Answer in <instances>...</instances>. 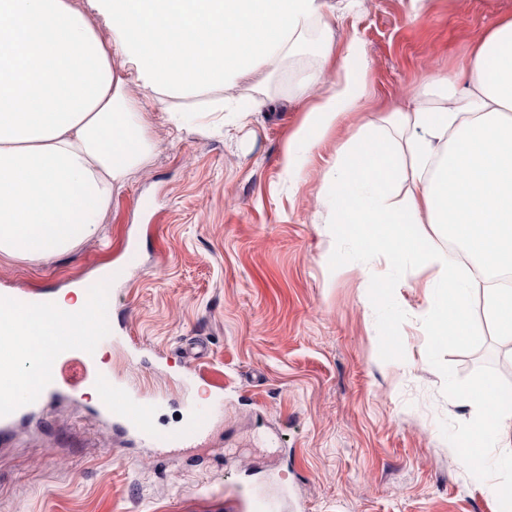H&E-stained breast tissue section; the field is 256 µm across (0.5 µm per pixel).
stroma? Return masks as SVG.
Here are the masks:
<instances>
[{"mask_svg": "<svg viewBox=\"0 0 512 512\" xmlns=\"http://www.w3.org/2000/svg\"><path fill=\"white\" fill-rule=\"evenodd\" d=\"M331 2V35L312 25L264 89L252 75L213 91L224 110L200 116L208 132L146 101L152 156L76 249L0 254L2 291L57 292L119 270L105 282L116 341L102 361L168 397L159 427L177 425L193 395L186 370L224 399L190 448L147 447L83 399L40 411L0 442V512H249L256 492L281 512H512L453 449L476 422L461 391L512 392V339L476 305L464 340L435 346L424 323L433 269L337 236L326 179L363 121L434 98L444 74L467 87L475 44L512 0H427L420 13L411 0ZM353 41L368 64L365 107L299 151L289 176L307 108L293 88L318 68L334 81ZM262 92L269 105L238 119Z\"/></svg>", "mask_w": 512, "mask_h": 512, "instance_id": "obj_1", "label": "stroma"}]
</instances>
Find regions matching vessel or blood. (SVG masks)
<instances>
[{"label": "vessel or blood", "instance_id": "b4317fda", "mask_svg": "<svg viewBox=\"0 0 512 512\" xmlns=\"http://www.w3.org/2000/svg\"><path fill=\"white\" fill-rule=\"evenodd\" d=\"M101 334L75 336L68 326H61L54 348L56 359L64 360L77 355L87 362H95L105 344ZM16 341L0 338V438H8L14 425L31 417L40 409L71 394V387L61 385L54 372L45 369L29 375L26 384L17 386L11 381L15 372ZM100 396L90 407L99 417L112 421L120 429L132 433L137 439L154 448H188L204 434L215 413L223 411L224 404L215 398L195 401L185 424L176 430L160 431L154 424L159 404H146L141 395L114 382L111 375L98 373L92 381Z\"/></svg>", "mask_w": 512, "mask_h": 512}]
</instances>
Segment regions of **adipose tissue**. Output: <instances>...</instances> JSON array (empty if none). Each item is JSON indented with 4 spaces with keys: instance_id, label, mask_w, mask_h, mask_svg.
Masks as SVG:
<instances>
[{
    "instance_id": "obj_1",
    "label": "adipose tissue",
    "mask_w": 512,
    "mask_h": 512,
    "mask_svg": "<svg viewBox=\"0 0 512 512\" xmlns=\"http://www.w3.org/2000/svg\"><path fill=\"white\" fill-rule=\"evenodd\" d=\"M333 17L329 0H0V253L62 255L95 231L113 192L151 156L144 100L187 125L184 101L282 60L313 23L330 31ZM470 68L464 92L445 76L436 100L363 124L327 175L341 234L358 225L350 234L360 245L434 268L425 325L442 345L465 338L477 301L512 338V287L501 281L512 275V19L479 41ZM367 94L365 71L343 65L289 140V170L298 147H315ZM443 236L481 259L479 273L449 259ZM51 299V314L0 311V328L34 366L59 324H94L84 292ZM458 402L482 424L456 438L460 468L477 470L499 449L491 491L506 497L512 442L501 422L512 407L488 385Z\"/></svg>"
}]
</instances>
